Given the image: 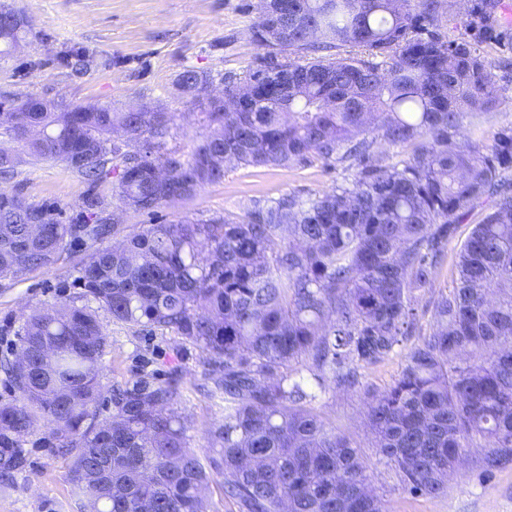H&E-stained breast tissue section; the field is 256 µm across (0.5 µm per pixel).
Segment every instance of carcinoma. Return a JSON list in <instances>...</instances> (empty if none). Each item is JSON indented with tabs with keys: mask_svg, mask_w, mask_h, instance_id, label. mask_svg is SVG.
Instances as JSON below:
<instances>
[{
	"mask_svg": "<svg viewBox=\"0 0 512 512\" xmlns=\"http://www.w3.org/2000/svg\"><path fill=\"white\" fill-rule=\"evenodd\" d=\"M451 0H288L272 19L262 6L257 42L278 24L263 63L207 93L193 69L181 92L203 107L210 131L184 159L167 148L169 118L149 106H64L0 97V130L35 161L61 160L92 186L80 218L51 202L0 191V277L55 263L91 240L78 277L86 303L29 316L10 362L15 398L0 400V484L26 470L23 438L45 420L44 448L69 457L84 512H217L213 476L238 512H386L352 440L292 379L303 363L321 392L347 391L360 371L407 348L398 379L369 389L365 423L376 453L405 489L438 497L466 474L512 464V121L457 139L472 119L492 122L490 65L471 42L512 51L500 0H471L470 39L441 32ZM0 3V58L24 40L26 20ZM70 75L92 59L59 56ZM375 136L406 151L387 164ZM349 162L352 181L313 199L283 197L247 215L142 224L108 246L112 200L152 214L224 178L236 165ZM112 198L95 191L112 171ZM482 218L454 255L456 277L417 325L416 293L434 287L461 225ZM97 304L92 308L88 302ZM117 323L171 331L205 353L224 421L210 452L187 445L175 410L178 380L138 375L112 386L100 412L108 346L100 313ZM53 347L45 362L32 353Z\"/></svg>",
	"mask_w": 512,
	"mask_h": 512,
	"instance_id": "obj_1",
	"label": "carcinoma"
}]
</instances>
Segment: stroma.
Returning a JSON list of instances; mask_svg holds the SVG:
<instances>
[{"label": "stroma", "mask_w": 512, "mask_h": 512, "mask_svg": "<svg viewBox=\"0 0 512 512\" xmlns=\"http://www.w3.org/2000/svg\"><path fill=\"white\" fill-rule=\"evenodd\" d=\"M25 17L31 32L21 52L0 60V93H32L69 103L108 105L125 112L150 105L170 116L167 147L189 157L208 132L204 114L176 89L187 69L208 79L209 90H223L226 78H239L266 55L252 36L258 0H8ZM86 48L96 64L83 77H71L54 59L70 46ZM477 54L491 65L498 86L496 119L512 121V68L502 53L485 43ZM0 146L18 162L6 191L21 190L29 200L57 202L68 216L78 215L87 185L63 162L33 161L10 140ZM346 164L320 160L289 167L239 166L223 180L198 188L191 196L163 205L155 218L131 209L120 211L117 231L107 239L119 243L134 227L155 221L197 219L234 214L245 216L283 196L302 199L351 181ZM87 245L65 249L50 267L18 278L0 279V355L10 351L23 320L32 311L79 295V268ZM109 347L104 357L108 383L137 374L165 378L178 372L183 388L179 409L188 415L189 445L199 455L209 452L207 431L224 418V407L211 397L200 362L201 352L169 331L106 322ZM403 367L396 354L368 369L359 388L326 394L317 411L360 445L370 483L383 495L389 512H512V467L481 476L470 468L451 481L446 495L415 496L406 491L396 471L378 456L362 424L365 388H384ZM30 465L9 486L0 487V512H80L69 481L68 461L55 449L41 447L37 436L25 439Z\"/></svg>", "instance_id": "obj_1"}]
</instances>
